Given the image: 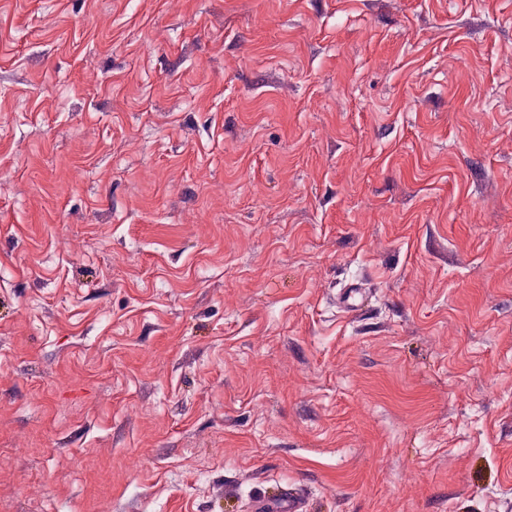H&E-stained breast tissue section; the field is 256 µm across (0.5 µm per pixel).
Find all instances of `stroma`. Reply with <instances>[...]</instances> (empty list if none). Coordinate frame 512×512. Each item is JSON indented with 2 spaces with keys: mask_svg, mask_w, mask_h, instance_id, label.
<instances>
[{
  "mask_svg": "<svg viewBox=\"0 0 512 512\" xmlns=\"http://www.w3.org/2000/svg\"><path fill=\"white\" fill-rule=\"evenodd\" d=\"M276 486L512 503V0H0V512Z\"/></svg>",
  "mask_w": 512,
  "mask_h": 512,
  "instance_id": "1",
  "label": "stroma"
}]
</instances>
